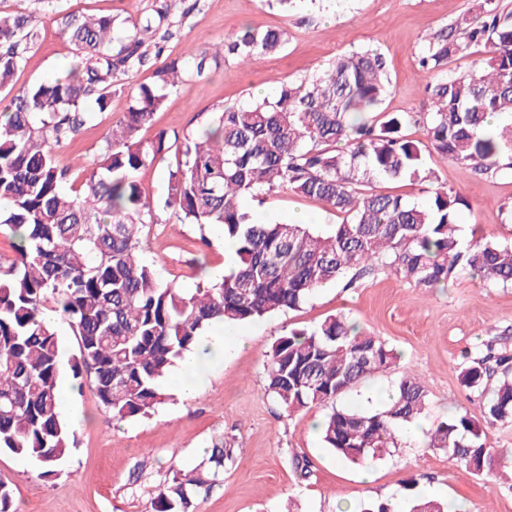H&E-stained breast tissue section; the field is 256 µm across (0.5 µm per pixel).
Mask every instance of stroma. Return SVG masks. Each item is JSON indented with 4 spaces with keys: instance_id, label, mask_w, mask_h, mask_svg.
Segmentation results:
<instances>
[{
    "instance_id": "stroma-1",
    "label": "stroma",
    "mask_w": 512,
    "mask_h": 512,
    "mask_svg": "<svg viewBox=\"0 0 512 512\" xmlns=\"http://www.w3.org/2000/svg\"><path fill=\"white\" fill-rule=\"evenodd\" d=\"M63 5L119 20L132 12L142 17L168 13L172 37L164 55L121 77L108 111L59 154L74 180H83L112 122L127 112L133 87L152 83L168 57H180L187 74L139 132L142 141L162 136L169 146L161 159L137 174L144 196L156 205L166 197L169 172L179 160L176 146L209 124L214 112L271 90L274 80H304L352 49L383 53L389 78L384 111H427L430 76L420 70L419 55L437 33L475 13L474 0H297L288 9L278 0H63ZM0 9H22L39 20V40L15 73L14 87L58 76L59 64L71 61L73 53L44 0H0ZM247 28L282 30L285 45L246 64L220 57L203 74L193 72L206 43ZM426 162L440 186L469 200L471 209L461 219L465 239L512 245L511 168L478 175L433 154ZM247 207L260 223L286 222L297 212L321 230L343 220L323 202L286 190ZM204 234L211 247L201 245L203 233L196 225L162 212L160 223L142 229L146 257L163 280L193 291L200 280L195 259L205 260L213 277L224 273L221 230ZM332 314L345 315L399 354L388 369L341 396L340 405L379 410L381 399L366 404L362 394L387 393L405 375L420 377L428 391L427 417L407 428L391 456L372 464L369 483L362 481L359 468L323 448L313 424L323 419L324 408L289 414L266 390L264 364L272 344L290 329L316 325ZM494 337L512 350V287L464 275L447 287L427 290L395 269L381 268L351 288L339 283L317 289L298 310L234 327L223 359L204 364L194 390L180 393L170 378H163L167 399L145 417L114 420L89 384L64 373L62 380L71 390L68 404L79 411L67 420L75 433L74 448L52 476L42 475L36 462L0 450V482L12 488L16 512H151V500L165 487L170 468H194L212 440L224 436L234 438L237 462L226 468L218 485L197 497L195 512H338L365 500L403 507L417 497L451 499L463 512H512L511 489L492 476L472 478L446 454L424 445L425 432L452 414L480 418L478 398L459 381L462 355ZM299 459L308 460L309 478L296 472Z\"/></svg>"
}]
</instances>
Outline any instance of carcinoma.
Returning <instances> with one entry per match:
<instances>
[{
	"label": "carcinoma",
	"instance_id": "carcinoma-1",
	"mask_svg": "<svg viewBox=\"0 0 512 512\" xmlns=\"http://www.w3.org/2000/svg\"><path fill=\"white\" fill-rule=\"evenodd\" d=\"M478 11L424 48L420 68L442 76L427 85L430 109L419 117L371 116L389 82L383 55L364 48L307 81L279 82L269 97L223 109L202 134L185 139L163 209L201 231L218 227L237 244L229 272L193 293L164 281L143 258L141 228L154 222V213L136 178L170 149L163 136L145 143L139 131L186 73L184 63L172 59L156 72L155 84L138 88L80 186L57 157L106 112L118 78L145 65L148 47L161 53L149 40L166 15L130 14L119 33L110 15L65 12L59 31L73 47L69 74L16 90L13 75L35 47L38 25L30 14L0 11V93L9 99L0 122V227L9 230L15 252L0 268V450L51 475L73 447L58 404L65 369L89 378L114 418L146 416L166 400L160 378L211 325L234 327L296 310L315 290L344 279L350 286L380 266L399 269L422 288L444 287L464 272L512 286V246L460 236L465 197L437 186L410 204L375 189L380 181L434 184L427 152L481 175L512 167V123L489 121L512 116V22L501 19L496 0H480ZM283 43L281 31L247 29L215 53L249 62ZM479 45L490 49L488 68L465 76L445 70L454 56ZM418 121L426 126L425 144L405 135ZM280 190L319 200L344 218L327 232L254 223L244 201ZM49 311L78 337L79 356L66 364ZM397 357L380 338L330 315L273 343L267 389L289 414L331 407L320 422L324 447L352 464L375 462L426 414L422 381L402 377L378 412L338 408L336 400ZM465 358L459 380L482 400V420L451 416L429 429L426 445L482 479L501 460L512 462V450L491 448L487 433L512 422V353L493 339ZM236 459L234 441H214L195 468L171 471L152 512H192L195 496L219 483Z\"/></svg>",
	"mask_w": 512,
	"mask_h": 512
}]
</instances>
